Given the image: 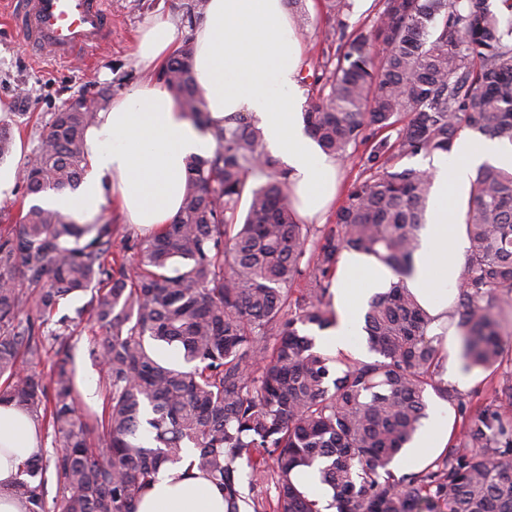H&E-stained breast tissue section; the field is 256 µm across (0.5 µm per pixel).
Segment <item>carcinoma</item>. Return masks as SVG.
<instances>
[{
    "instance_id": "1",
    "label": "carcinoma",
    "mask_w": 512,
    "mask_h": 512,
    "mask_svg": "<svg viewBox=\"0 0 512 512\" xmlns=\"http://www.w3.org/2000/svg\"><path fill=\"white\" fill-rule=\"evenodd\" d=\"M380 2L371 27L349 34L351 0H325L340 45L334 64L313 70L305 128L337 161L363 150L364 166L333 226L301 222L288 172L240 114L214 131L212 154L190 160L179 214L130 267L112 250L110 219L78 224L33 204L0 233V405L27 412L62 448L19 465L12 493L26 512H136L160 467L180 462L222 487L226 512L259 484L274 488L272 512H322L297 480L305 468L335 512H512V169L484 164L471 180L453 312L431 335L403 276L432 178L398 166L451 152L467 130L512 143V0L499 10L489 0ZM191 54L189 38L154 77L205 125ZM110 98L103 89L82 110L51 115L23 173L26 194L79 187L85 130ZM346 250L398 277L364 308L368 361L327 354L306 333L336 325L331 289ZM299 280L307 288L295 297ZM78 294L89 299L77 316L87 310L105 330L89 347L102 365L99 413L79 408L74 318L56 317ZM450 330L466 371L503 374L470 414L440 378ZM159 345L179 358H159ZM50 354L46 380L37 367ZM431 393L457 403L462 429L424 469L399 475L391 464L423 426Z\"/></svg>"
}]
</instances>
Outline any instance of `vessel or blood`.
I'll return each instance as SVG.
<instances>
[{
    "label": "vessel or blood",
    "instance_id": "b4317fda",
    "mask_svg": "<svg viewBox=\"0 0 512 512\" xmlns=\"http://www.w3.org/2000/svg\"><path fill=\"white\" fill-rule=\"evenodd\" d=\"M6 19L42 61L82 57L112 34L106 0H7Z\"/></svg>",
    "mask_w": 512,
    "mask_h": 512
}]
</instances>
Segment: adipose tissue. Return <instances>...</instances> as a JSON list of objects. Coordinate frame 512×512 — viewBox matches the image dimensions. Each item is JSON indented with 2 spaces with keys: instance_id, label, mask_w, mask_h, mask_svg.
<instances>
[{
  "instance_id": "1",
  "label": "adipose tissue",
  "mask_w": 512,
  "mask_h": 512,
  "mask_svg": "<svg viewBox=\"0 0 512 512\" xmlns=\"http://www.w3.org/2000/svg\"><path fill=\"white\" fill-rule=\"evenodd\" d=\"M182 38L178 19L150 17L135 41L134 57L142 69L158 70ZM192 41L193 72L203 91L208 127L187 119L165 85L139 84L113 98L87 129L90 172L78 192L49 195L45 205L83 223L115 202L129 223L158 231L181 210L188 159L214 149V128L243 113L255 119L270 150L285 161L300 217L311 220L328 210L336 196L337 164L306 134L297 112L302 53L286 0H208ZM486 162L512 169V146L464 135L451 154L434 155L429 165L430 205L404 282L428 314L443 323L467 248L459 208L474 170ZM394 278L375 257L344 252L332 299L339 320L320 332L319 346L330 354L349 348L361 332L366 300ZM40 451L39 429L31 417L0 405V512H25L11 489L20 464ZM137 512H225L224 492L201 474L187 475L183 465L167 464L141 496Z\"/></svg>"
}]
</instances>
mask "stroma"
Here are the masks:
<instances>
[{"label":"stroma","instance_id":"35a3bbf8","mask_svg":"<svg viewBox=\"0 0 512 512\" xmlns=\"http://www.w3.org/2000/svg\"><path fill=\"white\" fill-rule=\"evenodd\" d=\"M191 0H109L112 11V39L86 58L65 63H48L33 58L24 49L20 38L9 28L0 26V125L10 128L12 148L0 160V167L23 168L34 152L44 124L53 112L62 108L72 95L95 94L109 89L112 96L129 92L144 81L146 74L132 56V46L144 19L151 14H171L186 20ZM309 15L307 27L296 35L304 48L302 74L313 71V63L335 54L336 45L327 40L332 22L326 14L323 0H304ZM99 326L82 320L72 341V357L77 381L99 383L101 367L89 355L91 338L102 336ZM456 340H449L448 356L443 365L442 379L459 386L463 395L472 399L473 406L489 403L494 397L492 387H480L479 373H464L456 353ZM466 375V385H459L458 375ZM429 413L440 414L446 424L443 437L431 448H410L403 455L402 471H417L434 460L460 433L462 419L455 405L437 395L428 399Z\"/></svg>","mask_w":512,"mask_h":512}]
</instances>
